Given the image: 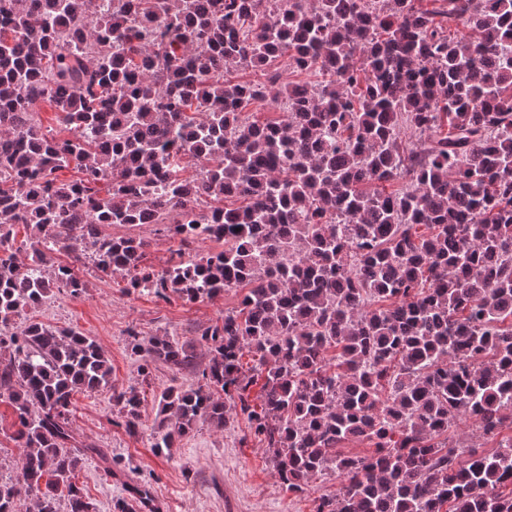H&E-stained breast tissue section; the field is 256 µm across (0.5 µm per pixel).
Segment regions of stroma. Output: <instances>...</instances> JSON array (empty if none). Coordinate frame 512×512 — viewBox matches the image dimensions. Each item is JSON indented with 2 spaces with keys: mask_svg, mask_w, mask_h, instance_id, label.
<instances>
[{
  "mask_svg": "<svg viewBox=\"0 0 512 512\" xmlns=\"http://www.w3.org/2000/svg\"><path fill=\"white\" fill-rule=\"evenodd\" d=\"M101 231L150 240L149 259L155 268L164 267L169 243L163 225L105 224ZM78 266L87 283L85 292L52 293L32 314L54 327H73L94 337L112 364L110 389L92 396L76 394L71 416L81 440L112 453L111 473H104L101 463L92 459L78 475L98 512H112L113 500L126 496L128 487L136 483L150 486L160 512H314L316 500L335 491L336 480L328 474L311 483L304 493H288L264 449L240 419L221 430L198 424L177 442L171 455L156 454L150 434L160 421L157 396L173 384H197L194 374H176L158 367L150 386L143 389L138 433L131 435L116 426L112 394L138 382L140 361L127 347L128 329L144 337L165 332L180 341L194 339L225 311L238 307L241 294L231 289L211 301L186 303L174 298L166 302L127 290L121 277L84 263Z\"/></svg>",
  "mask_w": 512,
  "mask_h": 512,
  "instance_id": "35a3bbf8",
  "label": "stroma"
}]
</instances>
